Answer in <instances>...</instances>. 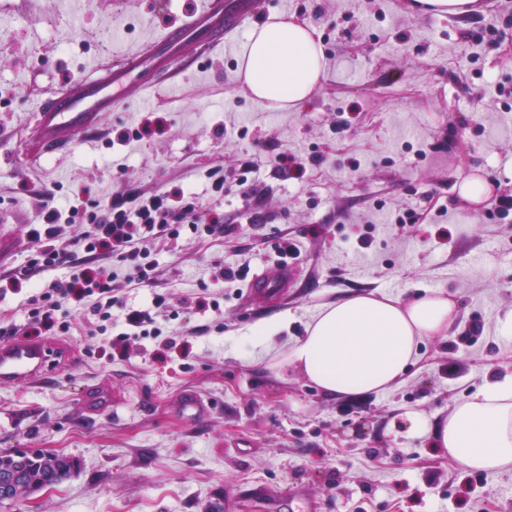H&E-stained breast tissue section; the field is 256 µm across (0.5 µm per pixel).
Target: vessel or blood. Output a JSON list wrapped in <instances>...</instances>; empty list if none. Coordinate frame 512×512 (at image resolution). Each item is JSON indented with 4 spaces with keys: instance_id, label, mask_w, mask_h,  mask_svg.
<instances>
[{
    "instance_id": "1",
    "label": "vessel or blood",
    "mask_w": 512,
    "mask_h": 512,
    "mask_svg": "<svg viewBox=\"0 0 512 512\" xmlns=\"http://www.w3.org/2000/svg\"><path fill=\"white\" fill-rule=\"evenodd\" d=\"M258 14L256 0H203L199 13L164 28L134 55L95 62L94 76L67 85L34 114V153L42 155L69 145L76 132L94 130L101 113L122 104L127 89H149L156 78L172 82L220 46L227 32ZM289 269L274 266L254 275L245 298L266 303L273 289L285 287ZM73 351L56 343L29 338L0 342V387L40 385L52 369L72 361Z\"/></svg>"
}]
</instances>
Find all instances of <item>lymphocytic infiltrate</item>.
I'll use <instances>...</instances> for the list:
<instances>
[{"label":"lymphocytic infiltrate","mask_w":512,"mask_h":512,"mask_svg":"<svg viewBox=\"0 0 512 512\" xmlns=\"http://www.w3.org/2000/svg\"><path fill=\"white\" fill-rule=\"evenodd\" d=\"M81 225L78 239L68 238L67 227ZM231 229L218 213L203 211L184 190L139 195L127 202L106 205L91 202L83 194L67 196L65 202L47 204L40 227L31 236L39 242L36 258L11 269L7 278L19 285L35 273L62 269L66 275L38 287L28 300L25 324L0 322V336H38L44 332H68V322L58 320L63 303H75L83 310L87 323L103 338L112 354L124 355L131 339L158 336L163 332L154 310L163 297L152 300L151 307L129 310L123 323H116L112 309L122 288H143L155 283L158 263L149 244L155 240L175 241L184 234L197 237L227 235ZM81 251H74V243ZM103 258L101 266H86L85 255ZM127 264L124 277H117L110 263Z\"/></svg>","instance_id":"1"}]
</instances>
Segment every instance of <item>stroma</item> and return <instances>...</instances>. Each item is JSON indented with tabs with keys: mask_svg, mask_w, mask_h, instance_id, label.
Returning a JSON list of instances; mask_svg holds the SVG:
<instances>
[{
	"mask_svg": "<svg viewBox=\"0 0 512 512\" xmlns=\"http://www.w3.org/2000/svg\"><path fill=\"white\" fill-rule=\"evenodd\" d=\"M199 2L94 0L84 11L76 0H0L8 57L0 65L1 265L30 259L27 232L59 186L90 188L104 202L181 188L234 228L158 243L155 288L119 297L140 308L151 293L165 295V329L131 341L124 356L104 352L79 307L64 304L72 326L58 340L76 363L37 387L0 388V451L64 454L77 469L25 507L0 512H275L240 503L257 488L296 485L323 512H512V469H462L433 436L410 435L403 419L416 411L439 424L485 383L512 376V342L496 330L498 315L512 310V223L491 217L495 197L512 195V111L495 91L512 85V0H481L470 18L413 12L410 0H263L258 21L286 13L323 40L326 75L298 108L272 110L242 90L240 28L174 87L131 93L125 108L103 113L96 133L26 157L40 101L102 54L138 51ZM485 27L494 39L475 42ZM61 34L73 41L65 56L53 49ZM352 106L350 124L337 128ZM148 114L159 120L152 134L114 142L116 129ZM242 119L245 137L217 135L216 122ZM283 153L305 165L303 179L279 170ZM253 157L265 167L248 195L215 198L206 166L223 163L231 180ZM478 173L495 186L473 208L457 185ZM436 205L447 207L449 225L429 219ZM409 209L424 223H395ZM284 235L297 250L291 300L247 308L245 282H224L219 264L273 267L272 245ZM434 289L455 300V321L421 343L417 362L386 391L333 398L282 360L325 305L353 293L406 299ZM199 297L219 305L195 307ZM282 318L287 328L254 343L257 324ZM87 392L112 401L86 406ZM191 394L209 403L205 422L183 413Z\"/></svg>",
	"mask_w": 512,
	"mask_h": 512,
	"instance_id": "1",
	"label": "stroma"
}]
</instances>
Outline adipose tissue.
<instances>
[{
    "label": "adipose tissue",
    "instance_id": "ef3b65f1",
    "mask_svg": "<svg viewBox=\"0 0 512 512\" xmlns=\"http://www.w3.org/2000/svg\"><path fill=\"white\" fill-rule=\"evenodd\" d=\"M324 72L315 27L276 15L249 29L239 77L254 100L273 110L297 107ZM456 310V302L440 291L408 301L355 293L323 307L284 360L332 396L382 392L402 380L424 338L446 334ZM407 421L411 433L433 435L435 447L464 469L512 467V378L458 402L437 430L418 414H408Z\"/></svg>",
    "mask_w": 512,
    "mask_h": 512
}]
</instances>
